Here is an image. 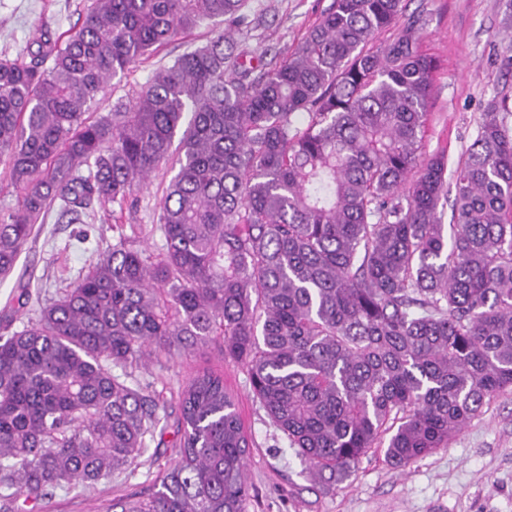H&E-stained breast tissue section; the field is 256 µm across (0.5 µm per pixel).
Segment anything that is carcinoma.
Returning a JSON list of instances; mask_svg holds the SVG:
<instances>
[{
    "label": "carcinoma",
    "instance_id": "cac0c4a2",
    "mask_svg": "<svg viewBox=\"0 0 512 512\" xmlns=\"http://www.w3.org/2000/svg\"><path fill=\"white\" fill-rule=\"evenodd\" d=\"M247 0H91L80 28L0 58V156L21 191L0 212V276L54 203L131 201L163 162L165 252L124 234L0 336V512L63 481L125 470L159 402L113 372L214 348L312 481L346 477L382 435L403 467L512 390V100L491 99L451 175L421 160L438 65L404 0H332L296 49L247 67L228 31ZM210 41L96 120L108 79L178 34ZM390 35L376 48L377 33ZM451 203V224L442 207ZM174 467L102 512H246L250 438L203 369L178 392Z\"/></svg>",
    "mask_w": 512,
    "mask_h": 512
}]
</instances>
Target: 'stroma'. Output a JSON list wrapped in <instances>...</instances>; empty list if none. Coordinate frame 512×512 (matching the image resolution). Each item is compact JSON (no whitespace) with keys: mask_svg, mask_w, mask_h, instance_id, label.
<instances>
[{"mask_svg":"<svg viewBox=\"0 0 512 512\" xmlns=\"http://www.w3.org/2000/svg\"><path fill=\"white\" fill-rule=\"evenodd\" d=\"M90 2L0 0V57L16 56L39 27L63 32L75 26ZM331 2L248 0L253 21L249 47L288 55ZM405 14L424 16L422 45L439 64L427 107L423 154L444 155L452 166L471 143L488 102L496 96L512 98V33L501 22V0H408ZM211 35V25L196 27L109 79L91 106V117L106 114L117 98L132 93L178 55L205 45ZM171 177L170 168L160 166L137 190L135 206L118 212L112 205L100 206L94 218L81 224L68 223L58 210H50L22 248L13 272L0 278V336L35 320L42 305L111 245L118 225H136L140 245L161 253L164 239L153 226ZM21 286L28 290L27 304L19 312H7L6 304ZM202 369L223 373L252 438L246 465L247 512H512V392L493 399L448 447L400 468L386 462L383 449L371 450L326 491L310 480L286 439L269 425L243 370L210 348L132 369L130 385L164 404V417L147 438L145 451L126 472L92 488L78 483L57 488L42 512H98L112 498L149 489L176 460L178 390Z\"/></svg>","mask_w":512,"mask_h":512,"instance_id":"stroma-1","label":"stroma"}]
</instances>
